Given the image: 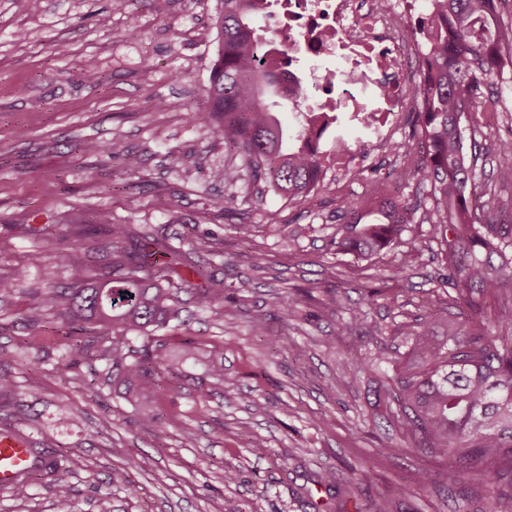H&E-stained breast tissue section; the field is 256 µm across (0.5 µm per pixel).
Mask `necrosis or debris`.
Segmentation results:
<instances>
[{
	"instance_id": "1",
	"label": "necrosis or debris",
	"mask_w": 512,
	"mask_h": 512,
	"mask_svg": "<svg viewBox=\"0 0 512 512\" xmlns=\"http://www.w3.org/2000/svg\"><path fill=\"white\" fill-rule=\"evenodd\" d=\"M279 30L288 35L281 65L282 94L315 100L319 112H364L371 123L360 138H335L337 171L348 169L353 147L392 153L393 132L412 111L417 87L408 57L427 64L426 43L413 40L415 16L426 0H279Z\"/></svg>"
}]
</instances>
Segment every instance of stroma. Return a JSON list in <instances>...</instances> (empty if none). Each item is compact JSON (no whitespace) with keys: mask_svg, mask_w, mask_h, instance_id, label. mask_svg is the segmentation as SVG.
<instances>
[{"mask_svg":"<svg viewBox=\"0 0 512 512\" xmlns=\"http://www.w3.org/2000/svg\"><path fill=\"white\" fill-rule=\"evenodd\" d=\"M216 0H0V431L22 433L57 459L54 480L17 491L0 486V512H54L70 495L75 512H490L476 478H450L446 460L405 441L375 413L374 386L348 373V352L406 347L402 323L429 307L455 311L457 293L445 277L440 233L427 185H395L394 158L369 151L344 176L328 170L326 190L287 201L244 177L225 185L219 171L239 157L191 119L208 107L217 32ZM501 70L482 85L495 114L462 118L466 145L491 148L512 139V48ZM102 76L84 77L87 63ZM167 101L165 111L150 108ZM120 137L138 162L84 154L88 141ZM417 204L400 240L367 260L335 253L336 211L372 190ZM233 196L229 212L216 196ZM129 222L138 234L163 233L192 252L200 273L184 271L179 298L185 327L161 342L184 340L220 349L227 391L202 393L203 365L181 368L178 389H159L163 433L140 429L120 390L95 393L96 360L71 365L74 341L99 348L98 329L55 333V320L32 325L41 296L71 284L55 255L85 250L91 274L108 271V224ZM251 225L239 238L236 225ZM236 296L234 316L199 310L196 292L208 280ZM299 297L294 315L277 308ZM363 310L370 324L350 322ZM266 318L270 333L251 332ZM304 349L294 357L292 344ZM37 391H30L31 374ZM260 439L264 454L249 439ZM138 493L119 488L100 496L89 472L107 480L129 460ZM428 480L417 481L419 472ZM331 475V489L317 485ZM409 494H401V487Z\"/></svg>","mask_w":512,"mask_h":512,"instance_id":"35a3bbf8","label":"stroma"}]
</instances>
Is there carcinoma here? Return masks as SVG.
<instances>
[{"label": "carcinoma", "instance_id": "1", "mask_svg": "<svg viewBox=\"0 0 512 512\" xmlns=\"http://www.w3.org/2000/svg\"><path fill=\"white\" fill-rule=\"evenodd\" d=\"M218 2L209 108L192 113V120L223 139L254 179L275 194L306 201L324 186L325 158L319 148L324 129L317 128L313 117L309 126L289 134L276 114L272 98L280 95L282 78L273 62L275 39L260 36L255 27L270 0ZM425 22L431 32V72L422 88L423 111L416 116L421 152L416 165L401 169L398 177L431 188L446 245L448 279L456 285L467 317L463 326L453 316L432 312L416 325H402L414 362L396 367L380 387L388 405L395 406L390 417L403 438L448 460L454 473H476L492 510L509 512L512 494L504 487L512 488V337L488 333L485 302L498 301L495 323L511 329L512 226L503 231V225L472 205L475 173L467 160L461 120L470 111L473 95L495 75L503 46H512V25L500 23L495 0H430ZM80 151L125 156L123 142L115 137L90 142ZM493 151L500 180L512 183V140L497 141ZM377 213V223L363 224L358 203L341 206L338 217L344 220V230L334 241L336 251L368 257L384 249L412 221L414 209L387 198ZM135 238L133 225L111 224L112 269L100 278L88 275L82 250L59 256L72 287L47 291L41 308L65 327L79 322L101 330V385L120 384L129 391L137 384L146 390L159 385L155 370L162 367L174 390L181 372L163 357L156 336L180 319L177 286L171 276L132 254L128 243ZM144 242L148 256L165 258L168 271L178 275L182 268L195 270L189 253L167 239L149 236ZM195 304L200 310L218 305L223 314L234 310L224 303V287L219 284L200 289ZM435 323L446 328L445 339L431 336ZM391 362L383 351L367 357L358 354L349 357L348 371L375 375ZM206 381L214 390L224 388L223 363L209 365ZM138 418L145 431L162 421L158 406L148 401L138 405ZM33 452L35 465L17 480L19 487L27 476H50L58 466L45 452ZM107 485L137 494L128 468L114 472Z\"/></svg>", "mask_w": 512, "mask_h": 512}]
</instances>
